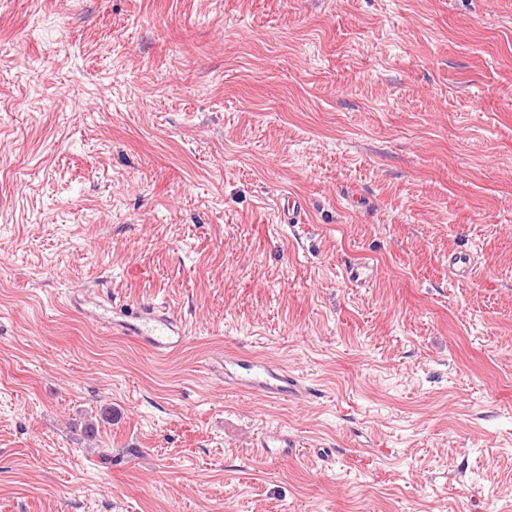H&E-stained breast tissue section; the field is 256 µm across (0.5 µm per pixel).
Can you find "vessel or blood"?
I'll use <instances>...</instances> for the list:
<instances>
[{
	"instance_id": "b4317fda",
	"label": "vessel or blood",
	"mask_w": 512,
	"mask_h": 512,
	"mask_svg": "<svg viewBox=\"0 0 512 512\" xmlns=\"http://www.w3.org/2000/svg\"><path fill=\"white\" fill-rule=\"evenodd\" d=\"M448 270L455 279L471 278L474 272L471 253L459 251L450 255ZM67 305L93 323L134 339L159 357L170 355L186 342L182 320L163 304L128 302L119 305L79 291L69 297ZM209 368L223 378L225 388L271 401L294 398L301 390L298 379L286 367L268 358L227 350L213 353ZM258 444L265 455L274 460L292 457L298 451L296 441L287 432L275 429L262 431Z\"/></svg>"
}]
</instances>
